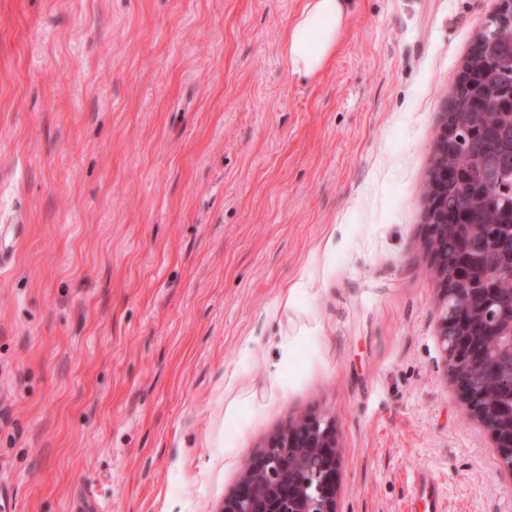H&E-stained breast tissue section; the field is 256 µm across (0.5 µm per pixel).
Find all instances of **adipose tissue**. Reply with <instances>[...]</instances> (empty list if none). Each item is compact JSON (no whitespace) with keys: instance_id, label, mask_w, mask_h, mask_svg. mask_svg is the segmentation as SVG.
<instances>
[{"instance_id":"ef3b65f1","label":"adipose tissue","mask_w":512,"mask_h":512,"mask_svg":"<svg viewBox=\"0 0 512 512\" xmlns=\"http://www.w3.org/2000/svg\"><path fill=\"white\" fill-rule=\"evenodd\" d=\"M353 7V0H301L282 38V52L293 77L311 80L327 67Z\"/></svg>"}]
</instances>
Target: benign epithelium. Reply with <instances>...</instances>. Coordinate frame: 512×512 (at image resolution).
<instances>
[{
    "mask_svg": "<svg viewBox=\"0 0 512 512\" xmlns=\"http://www.w3.org/2000/svg\"><path fill=\"white\" fill-rule=\"evenodd\" d=\"M436 171L427 188L425 224L431 242L430 266L440 307L439 340L446 371L470 417L500 449L503 467L512 475V422L502 426L500 413L484 396L480 368L497 354L477 346L464 327H486L485 335L509 351V365L496 367L493 383L512 394V296L497 301L494 311L481 297L482 288L460 290L455 283L465 279L459 258L448 271V223L446 185L448 160L438 151ZM340 452L331 424L315 415H305L276 433L244 471L237 489L224 500V512H337L336 476Z\"/></svg>",
    "mask_w": 512,
    "mask_h": 512,
    "instance_id": "1",
    "label": "benign epithelium"
}]
</instances>
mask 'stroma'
I'll list each match as a JSON object with an SVG mask.
<instances>
[{
    "instance_id": "obj_1",
    "label": "stroma",
    "mask_w": 512,
    "mask_h": 512,
    "mask_svg": "<svg viewBox=\"0 0 512 512\" xmlns=\"http://www.w3.org/2000/svg\"><path fill=\"white\" fill-rule=\"evenodd\" d=\"M498 0H0V512H222L309 413L338 512H512L446 376L423 194ZM352 0H301L282 38L288 73L313 80L336 54L340 37L353 12ZM413 499L419 504L423 502L425 508L424 512L444 511V503L440 498L435 479L427 472H421L419 474L417 485L413 493Z\"/></svg>"
}]
</instances>
